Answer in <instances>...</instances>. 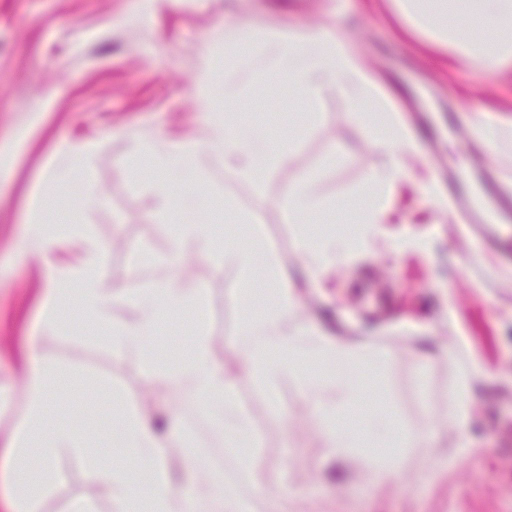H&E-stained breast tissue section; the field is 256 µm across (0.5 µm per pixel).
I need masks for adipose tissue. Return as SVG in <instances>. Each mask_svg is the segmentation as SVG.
Here are the masks:
<instances>
[{
    "label": "adipose tissue",
    "mask_w": 512,
    "mask_h": 512,
    "mask_svg": "<svg viewBox=\"0 0 512 512\" xmlns=\"http://www.w3.org/2000/svg\"><path fill=\"white\" fill-rule=\"evenodd\" d=\"M398 14L415 33L429 44L449 50L461 58L480 62L492 74L512 70V0H393ZM282 68L294 82L298 96L315 105L330 96H340L350 104L348 121L366 129L380 161L370 176V200L352 217L356 228L352 238L338 239L304 229L307 214L322 206L311 178L297 184L282 218L298 225L290 251L300 257L311 276L327 271L337 258L363 248L369 237L386 221V208L396 182L406 175L403 162L416 142L387 111L384 100L374 93L347 44L331 28L314 27L283 37L276 46ZM133 152L162 169L164 176L154 188L158 207H165L172 189L168 172L193 165L207 170L214 162L238 167L255 186L254 205L266 207L264 178L284 156V147L272 143L261 127L227 130L212 124L203 139L169 141L158 137L132 140ZM78 237L84 246L81 263L62 267L52 259L55 240L43 225L31 224L25 236L15 242L18 257L39 255L43 261L47 297L40 322L42 331L57 330L64 303L76 297L85 316L107 334L114 354H137L141 372L163 387L190 378L195 396L207 407L216 433L225 447L243 448L255 444L249 417L234 404V377L217 366L214 343L206 329L205 289L187 290L178 278H169L155 287L137 291L131 299L133 317L114 323L110 315L112 286L102 275L103 256L86 232ZM224 230L200 223L194 212H187L179 225L171 254L174 269H182L187 254L184 244L216 265H231L243 275L238 293L253 310L244 332L252 343L240 359V369L268 395H275L283 380L296 378L312 400V412L326 417L329 403L320 398L324 386L336 389L342 400L355 398L360 379L368 369L381 365L387 353L381 349L354 346L329 336L312 323L289 324L299 308L296 282L288 263L266 255L257 240L224 248ZM188 310L195 322L189 352L176 366L160 363L151 342L159 332L164 313L170 309ZM68 376L52 358L31 353L23 365L22 401L18 422L7 440L4 454L9 463L11 485L9 512H31L32 503L53 481L51 475L34 477L24 469L27 449L33 448L45 463L63 456L85 461L87 477L101 483L112 505V512H208L211 503H220L223 512H264L266 490L256 467H249L251 494H243L233 484L214 477L204 459H187L183 474H175L170 461L168 440L152 425V415L140 405L129 406L123 416L120 441L140 463L131 471L120 462L101 466L85 452L84 435L50 411V396Z\"/></svg>",
    "instance_id": "1"
}]
</instances>
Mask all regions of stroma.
Wrapping results in <instances>:
<instances>
[{"label": "stroma", "mask_w": 512, "mask_h": 512, "mask_svg": "<svg viewBox=\"0 0 512 512\" xmlns=\"http://www.w3.org/2000/svg\"><path fill=\"white\" fill-rule=\"evenodd\" d=\"M332 17L377 89L396 100L397 117L418 149L405 159L409 175L393 189L379 240L319 278H298L299 316L352 344L387 350L359 410L389 408L405 437L399 466L387 481H375L365 465L368 439L346 456L328 458L326 423L292 381L270 404L225 349L248 341L244 307L234 295L237 273L192 259L181 285L207 289L215 358L235 373L237 404L259 436L250 453L224 451L223 475L238 478L253 458L267 512H512V266L502 264L460 211L444 214L427 191L444 187L448 172L460 168L492 170L512 188V136L494 153H472L460 110L466 102L490 106L503 127L512 126V75L494 76L429 49L422 37L405 33L387 0H0V386L14 395L0 406V435L14 425L32 349L74 374L50 403L84 432L89 454L137 469L103 434L104 420L118 421L134 400L172 414L180 448H209L212 428L191 383L175 390L151 385L135 358H114L80 315L55 334L41 333L39 260L20 259L13 242L29 223L49 225L53 259L69 267L79 263L82 245L66 227L84 229L99 244L104 276L119 295L113 320L131 319L120 295L168 276L182 216L153 211L156 174L147 168L131 176L130 139L203 137L211 119L200 109L197 88L210 69L240 87L230 115L271 126L273 137L294 138L266 179L271 204L286 206L299 180L313 177L327 206L307 222L341 232L340 209L365 192L376 150L352 131L345 99L293 105L282 95L285 78L272 76L267 91L243 66L280 35ZM239 23L248 39H235ZM84 149L93 153L91 174L101 192L93 208L80 204ZM65 169L75 178L59 180ZM172 179L176 187H196L206 204L200 220L223 225L226 245L246 238L255 221L253 188L236 171L215 163L207 177L187 168ZM465 369L473 413L462 433L448 415ZM433 419L439 426L429 448L417 435ZM52 468L57 485L34 502L35 512H67L74 499L109 512L81 458H59Z\"/></svg>", "instance_id": "35a3bbf8"}]
</instances>
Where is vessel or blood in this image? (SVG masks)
Wrapping results in <instances>:
<instances>
[{
	"instance_id": "vessel-or-blood-1",
	"label": "vessel or blood",
	"mask_w": 512,
	"mask_h": 512,
	"mask_svg": "<svg viewBox=\"0 0 512 512\" xmlns=\"http://www.w3.org/2000/svg\"><path fill=\"white\" fill-rule=\"evenodd\" d=\"M476 176L461 172L448 179V197L455 200L472 223L485 226L504 263L512 265V202L497 195L482 197Z\"/></svg>"
}]
</instances>
